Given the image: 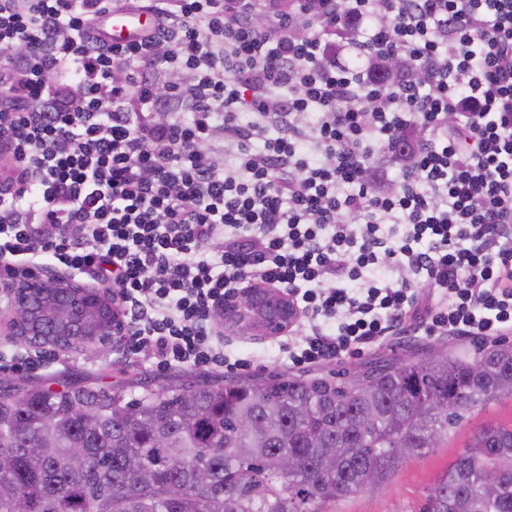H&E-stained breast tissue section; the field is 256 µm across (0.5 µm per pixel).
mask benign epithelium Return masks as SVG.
<instances>
[{
    "label": "benign epithelium",
    "mask_w": 512,
    "mask_h": 512,
    "mask_svg": "<svg viewBox=\"0 0 512 512\" xmlns=\"http://www.w3.org/2000/svg\"><path fill=\"white\" fill-rule=\"evenodd\" d=\"M83 284L57 271L40 266L28 276L15 278L8 274L0 277V292L5 293L7 308L13 322L9 323L12 336H29L38 328L28 325V310L17 305L20 293L48 288H81ZM98 296L83 302L62 303L52 306L53 320L58 334L68 335L66 327L72 323H86L83 345L92 347L121 335L122 325L114 313L112 290L96 289ZM296 312L283 290L251 285L224 306V325L257 336H277L287 332Z\"/></svg>",
    "instance_id": "7a95c632"
}]
</instances>
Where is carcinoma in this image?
<instances>
[{
  "mask_svg": "<svg viewBox=\"0 0 512 512\" xmlns=\"http://www.w3.org/2000/svg\"><path fill=\"white\" fill-rule=\"evenodd\" d=\"M358 372L363 385L281 372L144 383L130 399L80 381L1 380L0 512H330L402 467L400 441L419 455L431 434L512 396V342L415 349ZM289 456L299 466L281 469ZM424 510L512 512V425L484 424Z\"/></svg>",
  "mask_w": 512,
  "mask_h": 512,
  "instance_id": "1",
  "label": "carcinoma"
}]
</instances>
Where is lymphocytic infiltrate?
<instances>
[{
	"label": "lymphocytic infiltrate",
	"mask_w": 512,
	"mask_h": 512,
	"mask_svg": "<svg viewBox=\"0 0 512 512\" xmlns=\"http://www.w3.org/2000/svg\"><path fill=\"white\" fill-rule=\"evenodd\" d=\"M121 5L0 0V264L111 274L160 369L242 368L212 326L245 283L307 322L294 366L413 325L512 331V0H150L115 43L97 21ZM356 32L415 78L338 65ZM411 127L382 193L369 158Z\"/></svg>",
	"instance_id": "f902f5d3"
}]
</instances>
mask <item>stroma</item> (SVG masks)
<instances>
[{
    "mask_svg": "<svg viewBox=\"0 0 512 512\" xmlns=\"http://www.w3.org/2000/svg\"><path fill=\"white\" fill-rule=\"evenodd\" d=\"M217 341L226 354L246 360L249 374L286 370L287 336H252L233 328L222 329ZM465 340L454 336H421L411 333L390 338L380 345L370 346L357 355H345L332 366L353 370L379 355H403L409 350L426 347H444L453 351ZM53 362L24 373L0 368V379L13 383H43L47 381L82 380L100 387L123 386L138 379L159 384L187 376L185 367L157 370L149 354H125L121 347L108 343L97 350H55ZM494 420L512 423V397L492 402L485 409L467 416L452 429L447 437L424 449L421 456L402 467L385 483L353 498L337 502L333 512H419L433 480L469 441L473 431L482 423Z\"/></svg>",
    "mask_w": 512,
    "mask_h": 512,
    "instance_id": "1",
    "label": "stroma"
}]
</instances>
